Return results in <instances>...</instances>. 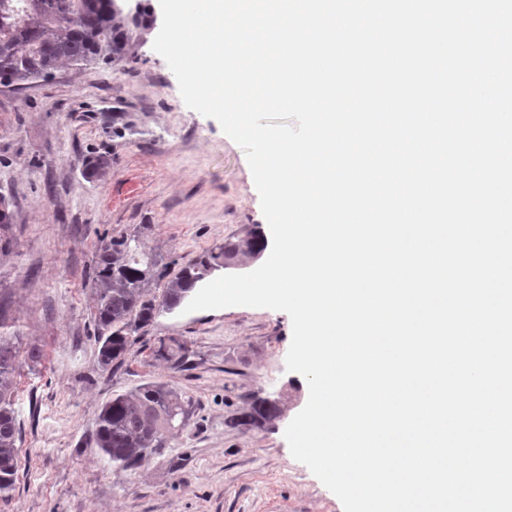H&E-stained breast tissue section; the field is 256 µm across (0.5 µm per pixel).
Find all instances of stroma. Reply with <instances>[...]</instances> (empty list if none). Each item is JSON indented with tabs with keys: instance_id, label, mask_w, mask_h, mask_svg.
I'll return each mask as SVG.
<instances>
[{
	"instance_id": "obj_1",
	"label": "stroma",
	"mask_w": 512,
	"mask_h": 512,
	"mask_svg": "<svg viewBox=\"0 0 512 512\" xmlns=\"http://www.w3.org/2000/svg\"><path fill=\"white\" fill-rule=\"evenodd\" d=\"M146 34L116 66H64L49 81L0 88V195L11 204L0 251V298L10 329L45 360L23 371L15 408L19 475L0 512H344L284 437L306 405L305 378L287 371L289 315L230 306L162 312L126 362H99L90 276L100 235H139L168 267L256 230L268 233L245 151L212 118L189 109ZM105 156L104 177L86 158ZM185 342V363L154 359L160 340ZM160 382L189 399L184 426L141 467H116L94 444L112 396ZM280 415L232 426L253 397Z\"/></svg>"
}]
</instances>
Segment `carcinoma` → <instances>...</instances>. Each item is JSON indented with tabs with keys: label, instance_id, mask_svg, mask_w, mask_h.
<instances>
[{
	"label": "carcinoma",
	"instance_id": "1",
	"mask_svg": "<svg viewBox=\"0 0 512 512\" xmlns=\"http://www.w3.org/2000/svg\"><path fill=\"white\" fill-rule=\"evenodd\" d=\"M151 13L119 10L113 0H0V73L15 86L52 76L64 64L117 63L126 59L150 24ZM258 231L224 243L219 252L186 264L169 283L162 300L152 294L153 280L165 276L158 260L141 250L137 236L100 239L91 281L96 294L95 322L100 336L99 359L112 366L124 363L136 334L160 308L180 304L194 286L219 267L237 265L264 251ZM20 337L0 332V497L13 490L18 475L19 426L15 393L22 362ZM186 345L176 338L159 342L157 359L178 365ZM189 401L161 383L142 384L106 402L95 422V443L112 463L141 467L165 447L171 430L184 424ZM277 403L257 398L250 411L233 420L255 427L278 417Z\"/></svg>",
	"mask_w": 512,
	"mask_h": 512
}]
</instances>
